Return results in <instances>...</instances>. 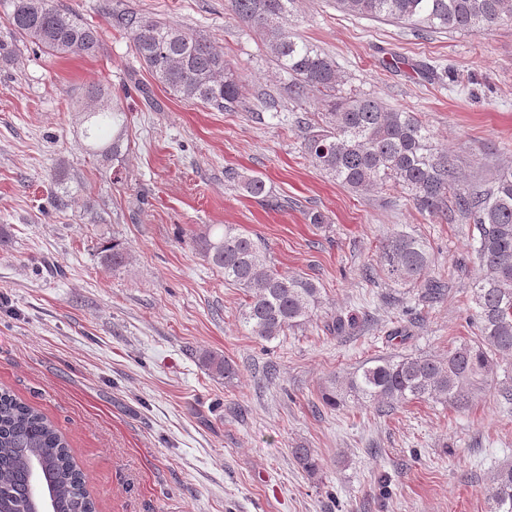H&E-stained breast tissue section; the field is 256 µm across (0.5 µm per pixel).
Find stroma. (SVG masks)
I'll use <instances>...</instances> for the list:
<instances>
[{"label":"stroma","instance_id":"stroma-1","mask_svg":"<svg viewBox=\"0 0 512 512\" xmlns=\"http://www.w3.org/2000/svg\"><path fill=\"white\" fill-rule=\"evenodd\" d=\"M56 2L101 40L92 56L19 43L0 58V388L54 422L98 512H489L492 478L512 463V363L460 412L420 400L315 408L330 375L444 356L474 337L472 225L420 211L399 188L352 192L316 168L294 125L313 104L265 106L288 76L224 0ZM121 14L207 36L242 77L245 110L166 92ZM288 29L335 60L343 92L418 113L464 186L512 169V24L418 37L334 0H298ZM92 81L127 115L129 145L104 165L80 147ZM229 168L261 176L282 208L227 182ZM214 224L257 235L270 265L314 279L317 318L252 336L239 321L246 294L193 245ZM398 231L429 246L449 283L441 299L363 277ZM113 239L130 253L117 271L98 258ZM337 317L352 326L334 333ZM205 352L233 360L239 379L212 376ZM301 446L317 453L316 474L297 463Z\"/></svg>","mask_w":512,"mask_h":512}]
</instances>
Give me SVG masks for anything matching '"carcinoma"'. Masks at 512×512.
Wrapping results in <instances>:
<instances>
[{
  "instance_id": "cac0c4a2",
  "label": "carcinoma",
  "mask_w": 512,
  "mask_h": 512,
  "mask_svg": "<svg viewBox=\"0 0 512 512\" xmlns=\"http://www.w3.org/2000/svg\"><path fill=\"white\" fill-rule=\"evenodd\" d=\"M295 2L226 0L225 10L257 33L272 61L288 73V98L318 104V111L296 117L305 155L355 192L400 187L431 215L471 221L477 231L474 251L483 268L471 288L477 339L443 357L380 358L342 379L331 377L320 385L318 401L336 409L350 397L388 407L432 400L464 410L488 385L499 361L512 360V170L489 186L460 187L459 171L447 154L433 147L429 129L415 113L391 109L366 94L343 93L336 62L288 31ZM4 3L17 42L34 44L54 56H91L99 46L98 30L54 0H0ZM336 6L351 16L407 25L419 35L473 33L512 24V0H336ZM119 24L131 30L136 55L173 96L218 112L243 108L241 76L207 37L143 15H128ZM104 96L100 86L87 87L82 138L86 150L106 163L121 154L127 124L125 113ZM108 129L112 139L105 141ZM224 178L239 182L255 199L269 196L259 176L228 169ZM194 243L204 260L224 273V283L248 296L241 321L257 338L281 336L311 321L318 310L321 288L315 281L272 268L264 244L252 234L226 225ZM99 258L115 270L127 265L129 251L114 240L100 248ZM431 263L425 243L407 233L393 234L382 247L381 271L387 279L417 285L438 299L448 282L429 275ZM202 361L227 382L239 377L238 367L222 355L206 352ZM294 456L306 472L319 470L314 449L296 448ZM36 471L52 512H95L86 475L66 438L39 409L0 389V512L35 510ZM489 500V512H512V465L494 474Z\"/></svg>"
}]
</instances>
